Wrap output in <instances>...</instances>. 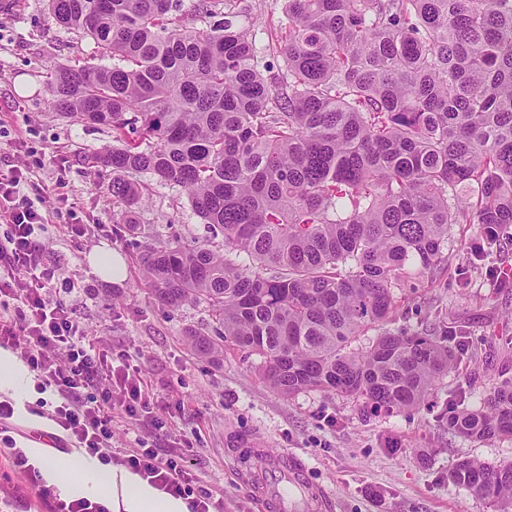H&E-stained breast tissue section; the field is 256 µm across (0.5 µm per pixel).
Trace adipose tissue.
Wrapping results in <instances>:
<instances>
[{
	"instance_id": "ef3b65f1",
	"label": "adipose tissue",
	"mask_w": 512,
	"mask_h": 512,
	"mask_svg": "<svg viewBox=\"0 0 512 512\" xmlns=\"http://www.w3.org/2000/svg\"><path fill=\"white\" fill-rule=\"evenodd\" d=\"M30 458L48 484L64 495L87 492L111 508L112 512H187L186 502L154 487L124 467L90 468L84 464L69 467L66 478H59L60 462L42 446L29 450Z\"/></svg>"
}]
</instances>
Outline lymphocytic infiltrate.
Listing matches in <instances>:
<instances>
[{
  "instance_id": "obj_1",
  "label": "lymphocytic infiltrate",
  "mask_w": 512,
  "mask_h": 512,
  "mask_svg": "<svg viewBox=\"0 0 512 512\" xmlns=\"http://www.w3.org/2000/svg\"><path fill=\"white\" fill-rule=\"evenodd\" d=\"M26 181L22 164L0 170V222L6 226L0 235V347L20 352L40 390L54 389L59 403L51 419L76 449L108 463L115 419L134 423L150 402L138 371L86 336L67 299L58 296L55 272L43 258L44 217L18 201ZM122 464L184 499L189 512L218 506L209 490L192 486L177 455L131 448Z\"/></svg>"
}]
</instances>
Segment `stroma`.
<instances>
[{
  "label": "stroma",
  "mask_w": 512,
  "mask_h": 512,
  "mask_svg": "<svg viewBox=\"0 0 512 512\" xmlns=\"http://www.w3.org/2000/svg\"><path fill=\"white\" fill-rule=\"evenodd\" d=\"M24 2L20 15L0 19V168L15 153L27 164L31 186L24 199L45 217L44 257L71 285L77 320L113 354L131 356L153 400L148 418L116 426L113 451L141 442L177 453L198 485L221 501L222 512H259L234 454L244 442L288 452L304 464L310 483L331 498L329 512H494L487 500L449 483L448 471L462 458L512 462V439L471 442L439 426L437 418L457 389H465V404L473 407L499 376L512 377V278L500 276L512 269V242L473 261L467 251L479 236L476 225H451L435 283L407 278L397 289L391 330L439 322L463 341L458 372L417 410L371 417L347 397L319 391L282 396L260 376L258 356L232 348L225 349L221 365H213L194 355L187 341L188 331H211L207 308L158 304L143 285L139 264L145 246L202 241L205 225L183 189L145 174L149 196L138 210L137 231L127 230L125 208L109 192L111 170L89 162L92 153L111 145V131L62 117L50 103L53 68L82 65L94 42L56 24L48 0ZM223 3L250 5L261 49L286 5ZM102 245L124 257L123 282L90 273L85 256ZM56 400L50 390L13 398L8 427L19 448H31L37 432L52 430ZM0 512H49L6 455H0Z\"/></svg>",
  "instance_id": "1"
}]
</instances>
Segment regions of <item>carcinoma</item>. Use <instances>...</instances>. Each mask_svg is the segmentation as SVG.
I'll use <instances>...</instances> for the list:
<instances>
[{"instance_id": "obj_1", "label": "carcinoma", "mask_w": 512, "mask_h": 512, "mask_svg": "<svg viewBox=\"0 0 512 512\" xmlns=\"http://www.w3.org/2000/svg\"><path fill=\"white\" fill-rule=\"evenodd\" d=\"M286 5L273 73L241 23L248 5L49 0L95 45L55 68L51 103L112 130L94 163L112 168L130 229L150 174L223 236L221 250L141 255L156 302L201 304L219 325L188 332L194 354L215 364L233 346L285 397L317 390L389 416L458 370L461 348L451 331L386 329L403 274L433 276L451 224L512 239V0ZM438 422L473 442L512 437V378ZM448 481L512 512V462L463 458Z\"/></svg>"}]
</instances>
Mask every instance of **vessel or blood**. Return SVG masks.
I'll return each instance as SVG.
<instances>
[{"instance_id":"vessel-or-blood-1","label":"vessel or blood","mask_w":512,"mask_h":512,"mask_svg":"<svg viewBox=\"0 0 512 512\" xmlns=\"http://www.w3.org/2000/svg\"><path fill=\"white\" fill-rule=\"evenodd\" d=\"M244 481L262 512H313L324 502L323 495L310 485L305 470L287 454L264 456L262 462L247 466Z\"/></svg>"}]
</instances>
